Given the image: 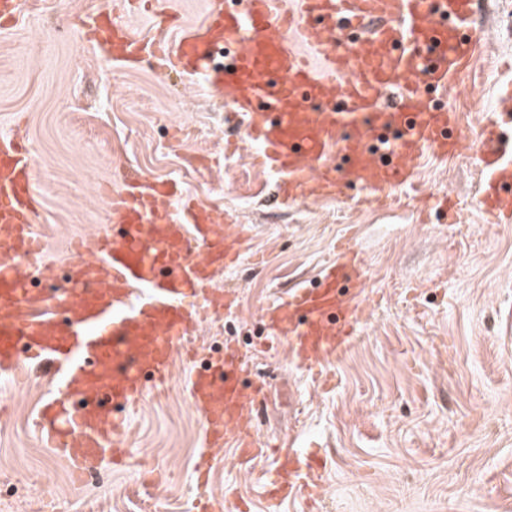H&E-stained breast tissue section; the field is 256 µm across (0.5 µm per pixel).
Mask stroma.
<instances>
[{
    "label": "stroma",
    "mask_w": 512,
    "mask_h": 512,
    "mask_svg": "<svg viewBox=\"0 0 512 512\" xmlns=\"http://www.w3.org/2000/svg\"><path fill=\"white\" fill-rule=\"evenodd\" d=\"M155 0H26L0 32V135L32 153L43 206L35 231L44 263L68 270L75 248L112 232L106 192L127 176L172 183L223 209L246 233L244 261L218 273L232 311L191 330L205 353L237 351L247 381L264 382L247 419L282 453L241 464L234 444L214 449L207 493L265 512L264 489L285 454L324 467L316 502L280 512H512V228L485 223L476 205L477 156L487 113L512 63V0H480L485 54L447 102L459 114L457 157L425 154L416 183L381 206L340 199L287 207L276 178L251 165L244 116L201 76L151 64L124 69L83 22L109 13L158 38ZM451 195L444 216L436 201ZM365 269V319L331 359L328 384L266 345L264 308L315 285L341 245ZM190 367L175 356L162 393L147 394L125 424L124 468L103 460L76 475L43 445L33 416L63 389L45 365L0 381V512H195L204 422L188 396Z\"/></svg>",
    "instance_id": "1"
}]
</instances>
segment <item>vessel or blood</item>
I'll return each mask as SVG.
<instances>
[{"instance_id":"1","label":"vessel or blood","mask_w":512,"mask_h":512,"mask_svg":"<svg viewBox=\"0 0 512 512\" xmlns=\"http://www.w3.org/2000/svg\"><path fill=\"white\" fill-rule=\"evenodd\" d=\"M211 2L201 25H177L165 40L106 26L112 59L129 67L155 58L186 74L205 73L215 92L248 114L246 136L259 149V164L280 174L281 203L334 199L357 187L365 202L380 204L412 183L415 159L462 151L450 134L458 114L441 96L487 47L471 26L475 0H300L299 10L284 13L274 0H247L242 13ZM230 43L237 51L214 64L216 51ZM509 124L512 81L497 95L477 158L486 189L478 206L493 224L512 223V156L499 134ZM36 176L20 140L0 136V378L34 363L55 367L67 397L39 408L34 427L82 475L107 455L113 466L124 463L115 406L133 408L149 386H162L175 354L195 361L190 325L230 307L210 282L216 268L241 262L245 237L221 209L128 179L124 193L109 200L120 232L88 240L55 313L16 265L43 250L34 231L42 207ZM357 267L354 253L340 252L315 287L293 289L266 309L271 341L306 369L319 370L347 350L361 322ZM191 297L196 307H189ZM245 370L230 353L191 373L188 389L206 421L205 447H221L236 433L246 464L263 450L241 429L262 391L244 386ZM319 481L312 465L282 466L265 493L266 512L317 494Z\"/></svg>"}]
</instances>
